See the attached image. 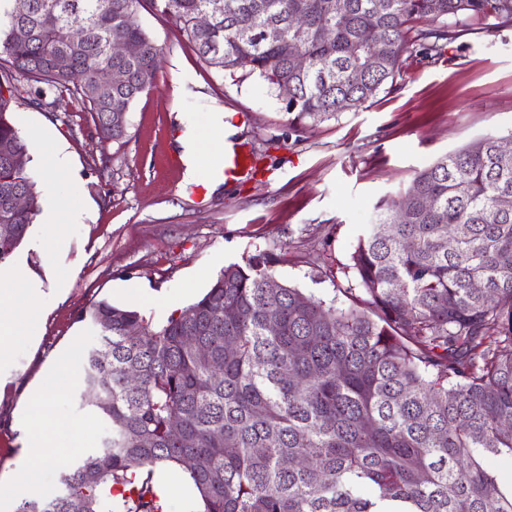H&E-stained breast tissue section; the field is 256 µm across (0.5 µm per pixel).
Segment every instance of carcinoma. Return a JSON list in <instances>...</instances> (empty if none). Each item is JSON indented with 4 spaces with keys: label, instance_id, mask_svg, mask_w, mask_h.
I'll use <instances>...</instances> for the list:
<instances>
[{
    "label": "carcinoma",
    "instance_id": "cac0c4a2",
    "mask_svg": "<svg viewBox=\"0 0 512 512\" xmlns=\"http://www.w3.org/2000/svg\"><path fill=\"white\" fill-rule=\"evenodd\" d=\"M0 0V240L7 264L42 210L26 168L9 155L29 143L6 115L10 102L40 106L67 92L96 134L119 141L115 109L130 112L153 83L160 49L138 21L147 5L171 19L209 66L293 90L294 120L362 106L402 69L408 23L440 54L458 31L444 20L512 24V0H226L211 29L197 27L208 0ZM278 25L284 42L263 29ZM116 39L139 44L112 57ZM381 39L389 51L364 68L357 53ZM295 41L309 66L295 68ZM58 56L69 69L55 68ZM127 73L94 90L73 79ZM23 193L24 210L7 198ZM512 155L482 137L420 170L397 198L374 207L352 267L366 298L327 306L279 280L262 252L224 267L206 293L155 326L106 300L81 313L98 333L82 353L87 405L103 424L98 447L61 472L59 488L16 512H163L155 469L182 468L199 512H512V491L481 458H512ZM412 219H397L399 208ZM274 326L275 331L268 330ZM139 332L137 336L128 331ZM137 381L128 379L130 371Z\"/></svg>",
    "mask_w": 512,
    "mask_h": 512
}]
</instances>
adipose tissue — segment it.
I'll list each match as a JSON object with an SVG mask.
<instances>
[{
	"label": "adipose tissue",
	"instance_id": "obj_1",
	"mask_svg": "<svg viewBox=\"0 0 512 512\" xmlns=\"http://www.w3.org/2000/svg\"><path fill=\"white\" fill-rule=\"evenodd\" d=\"M42 313L38 283L24 271L0 267V389L6 385L1 375L7 372L13 353L10 337L25 335L29 320ZM29 421L36 430L29 435L9 474L0 478V504L44 489L51 465L70 454L69 448L52 442L41 417L33 413Z\"/></svg>",
	"mask_w": 512,
	"mask_h": 512
}]
</instances>
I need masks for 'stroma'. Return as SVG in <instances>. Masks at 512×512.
Segmentation results:
<instances>
[{"label": "stroma", "instance_id": "35a3bbf8", "mask_svg": "<svg viewBox=\"0 0 512 512\" xmlns=\"http://www.w3.org/2000/svg\"><path fill=\"white\" fill-rule=\"evenodd\" d=\"M138 21L162 58L122 140L95 136L91 115L67 94L44 107L10 104L12 123L32 147L27 170L38 189L47 188L39 149L61 146L74 183L58 193L85 216L78 224H32L40 244L30 237L15 253L43 283L45 315L28 326L38 349L17 340L13 382L0 395V474L24 443L14 416L29 387L54 399L60 439L81 442L74 456L94 448L99 424L79 406L80 355L97 337L79 315L94 302L162 324L167 309H186L224 265L269 252L280 280L348 306L358 285L350 256L376 202L403 193L443 154L484 135L512 134V26L470 21L432 58L410 45L400 75L360 108L295 124L258 76L208 66L158 12L139 10ZM216 116L240 127L237 141L256 168L199 199L173 163L176 139L191 122L206 131ZM54 352L66 356L65 380L52 372Z\"/></svg>", "mask_w": 512, "mask_h": 512}]
</instances>
